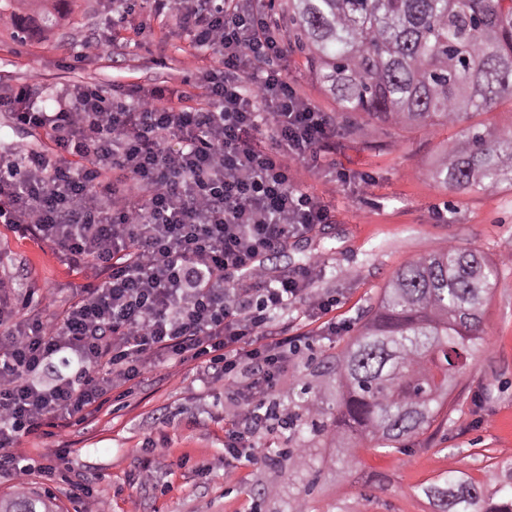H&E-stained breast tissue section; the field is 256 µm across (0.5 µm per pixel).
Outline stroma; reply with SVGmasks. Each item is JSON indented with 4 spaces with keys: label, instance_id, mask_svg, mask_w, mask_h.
<instances>
[{
    "label": "stroma",
    "instance_id": "1",
    "mask_svg": "<svg viewBox=\"0 0 512 512\" xmlns=\"http://www.w3.org/2000/svg\"><path fill=\"white\" fill-rule=\"evenodd\" d=\"M109 0H73L58 27L18 41L9 18L0 19V91L39 78L49 93L73 83L183 86L201 65L175 20L153 16L149 0H136L118 31L113 55L83 59L90 34L104 30ZM288 74L300 98L329 115L338 107L299 52L287 55ZM354 134L333 142L334 168H298L301 184L331 202L336 221L317 225L287 246L269 251L272 273L294 272L319 259L321 276L313 292L334 297L328 316L308 314L299 303L274 318V325L299 337L302 347L276 387L288 395L303 381L322 382L321 366L333 359L376 306L393 272L446 245L476 250L494 261L499 275L484 305V341L454 375L453 390L434 423L386 451L363 442L343 457L329 439L309 431L267 435L269 456L242 467L226 480L218 462L224 454V419L231 405L222 385L198 380L186 366L160 364L147 380L124 394L113 391L91 423L63 434L24 439L21 452L32 465L26 488L51 491L57 512H77L68 483L40 472L44 456L67 449L72 474L90 481L111 512H282L285 501L307 497L312 512H435L424 487L449 475L471 477L485 497L498 488L494 476L512 467V186L494 191L451 192L433 172L462 126L408 129L357 117ZM352 182L338 189L335 170ZM0 279L35 292L52 291L53 314L76 297L82 278L49 245L0 223ZM335 335H328V322ZM156 442L155 484H131L142 450ZM312 449L314 473L290 477L285 448ZM212 465L201 475V465Z\"/></svg>",
    "mask_w": 512,
    "mask_h": 512
}]
</instances>
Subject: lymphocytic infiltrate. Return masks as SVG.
I'll return each mask as SVG.
<instances>
[{
	"instance_id": "lymphocytic-infiltrate-1",
	"label": "lymphocytic infiltrate",
	"mask_w": 512,
	"mask_h": 512,
	"mask_svg": "<svg viewBox=\"0 0 512 512\" xmlns=\"http://www.w3.org/2000/svg\"><path fill=\"white\" fill-rule=\"evenodd\" d=\"M205 53L206 106L183 90L79 83L41 107L39 80L0 93V111L39 129L49 148L0 154V220L54 247L86 282L60 317H19L0 284V477L24 484L23 438L88 421L112 390L140 385L161 362L193 364L222 384L225 478L263 455L260 438L287 412L270 409L297 351L272 320L307 301L316 261L271 275L264 256L335 216L305 191L295 164L323 167L336 136L328 113L288 78L283 41L263 0H154ZM120 170L121 184L105 182ZM62 354L74 373L39 377Z\"/></svg>"
}]
</instances>
